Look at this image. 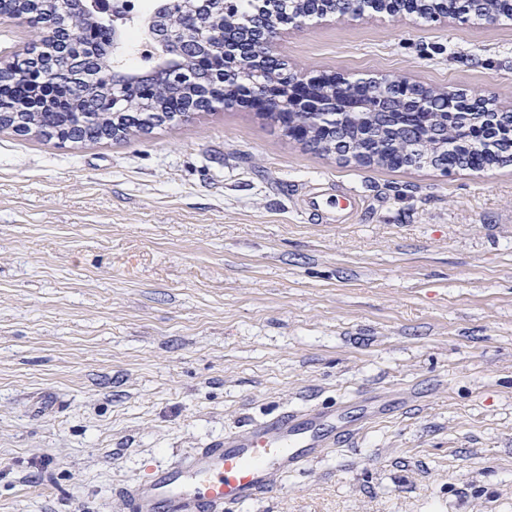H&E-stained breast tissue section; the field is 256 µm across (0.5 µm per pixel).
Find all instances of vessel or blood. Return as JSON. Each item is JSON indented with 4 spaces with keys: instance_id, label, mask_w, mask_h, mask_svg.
Masks as SVG:
<instances>
[{
    "instance_id": "vessel-or-blood-1",
    "label": "vessel or blood",
    "mask_w": 512,
    "mask_h": 512,
    "mask_svg": "<svg viewBox=\"0 0 512 512\" xmlns=\"http://www.w3.org/2000/svg\"><path fill=\"white\" fill-rule=\"evenodd\" d=\"M361 207V195L350 188L331 202L315 187L300 203L304 213L325 224L352 223ZM392 400L388 389L359 391L349 398L364 407L355 419L343 418L340 404L282 410L152 468L119 495L127 512H232L278 491L285 477L334 449L349 446L388 416Z\"/></svg>"
}]
</instances>
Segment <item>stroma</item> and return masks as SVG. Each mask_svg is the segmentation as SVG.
<instances>
[{
    "label": "stroma",
    "mask_w": 512,
    "mask_h": 512,
    "mask_svg": "<svg viewBox=\"0 0 512 512\" xmlns=\"http://www.w3.org/2000/svg\"><path fill=\"white\" fill-rule=\"evenodd\" d=\"M290 69L512 98V20L310 19ZM355 187L339 226L299 203ZM423 396L240 512H512V164L391 171L249 107L121 141L0 131V512L119 488L249 421Z\"/></svg>",
    "instance_id": "stroma-1"
}]
</instances>
